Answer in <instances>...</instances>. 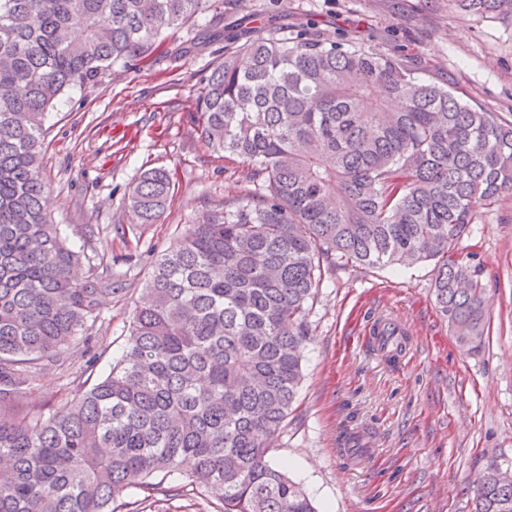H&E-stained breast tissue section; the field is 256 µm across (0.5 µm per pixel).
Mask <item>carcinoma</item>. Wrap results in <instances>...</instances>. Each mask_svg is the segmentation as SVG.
Returning <instances> with one entry per match:
<instances>
[{"mask_svg": "<svg viewBox=\"0 0 512 512\" xmlns=\"http://www.w3.org/2000/svg\"><path fill=\"white\" fill-rule=\"evenodd\" d=\"M512 12V0H458ZM224 0H0V512H117L123 494L221 493L220 512H316L268 460L302 379L323 262L434 261L459 346L485 338L481 269L456 255L480 210L512 192V120L418 75L414 60L313 20L246 32L196 99L211 148L251 166L254 192L157 254L126 355L78 398L18 410L65 352L91 340L98 277L48 214L40 178L55 100L149 58L162 35ZM172 181L140 175L130 208L163 214ZM474 512H512L491 460Z\"/></svg>", "mask_w": 512, "mask_h": 512, "instance_id": "carcinoma-1", "label": "carcinoma"}]
</instances>
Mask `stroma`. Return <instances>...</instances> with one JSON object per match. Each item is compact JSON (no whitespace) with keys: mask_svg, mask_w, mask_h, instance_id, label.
I'll list each match as a JSON object with an SVG mask.
<instances>
[{"mask_svg":"<svg viewBox=\"0 0 512 512\" xmlns=\"http://www.w3.org/2000/svg\"><path fill=\"white\" fill-rule=\"evenodd\" d=\"M354 37L417 59L423 78L512 118V15L460 11L455 0H224L164 33L145 61L67 91L47 116L40 176L49 215L84 267L110 278L91 341L67 352L23 399L51 408L104 378L126 353L133 310L157 253L253 188L250 167L201 135L195 102L232 41L234 20ZM150 168L174 189L157 223H137L128 196ZM458 253L481 268L485 344L463 354L431 288L433 262L325 266L309 314L303 380L268 458L300 482L318 512H471L491 457L512 465V195L482 210ZM409 333L390 360L363 346L367 322ZM216 492L157 497L142 512H219Z\"/></svg>","mask_w":512,"mask_h":512,"instance_id":"1","label":"stroma"}]
</instances>
